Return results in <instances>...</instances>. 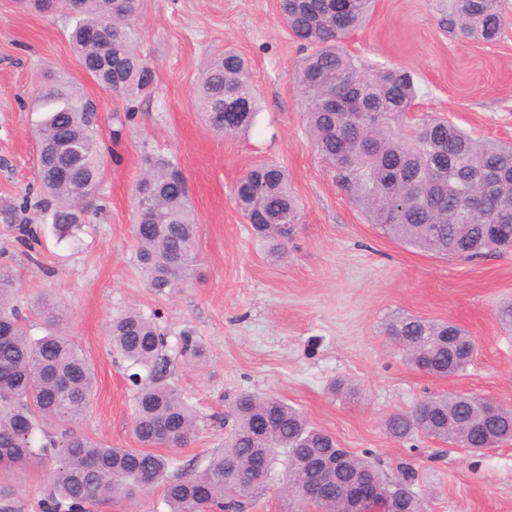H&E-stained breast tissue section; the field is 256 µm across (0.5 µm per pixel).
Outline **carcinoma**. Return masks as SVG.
<instances>
[{
	"mask_svg": "<svg viewBox=\"0 0 512 512\" xmlns=\"http://www.w3.org/2000/svg\"><path fill=\"white\" fill-rule=\"evenodd\" d=\"M38 11L60 3L77 15L70 33L75 57L102 89L119 79L130 103L146 94L153 73L135 49L132 21L142 0H28ZM375 0H279L283 23L308 53L294 74L305 105L306 129L319 158L368 223L423 252L464 259L506 253L512 248V143L475 138L441 118L407 116L419 95L411 73L399 67L360 64L342 41L364 28ZM463 37L492 42L512 24L498 0H448L443 17ZM347 93L344 107L331 93ZM197 102L215 132L233 137L256 122L258 107L244 58L232 50L214 56L196 89ZM47 115L34 132L40 181L56 202L52 223L70 237L85 224L84 203L104 177L98 123L89 99L69 81L43 95ZM75 172L59 176L62 169ZM236 205L271 255L288 244L275 218L300 220L301 204L287 170L260 160L234 187ZM136 258L148 288L171 296L192 283L198 262V224L178 162L164 155L143 158L132 197ZM468 216H463V213ZM169 254L183 257L168 263ZM387 334L408 361L432 377L448 379L469 365L475 341L450 320L393 318ZM113 348L131 369L132 431L138 448H111L65 431L40 449L45 428L82 416L88 409L94 373L71 340L51 328L30 336L15 289L0 282V473L26 468L41 451L56 459L55 477L40 500L41 512H85L107 499L133 501L147 488H162L167 512H202L200 501L220 512H243L245 502L266 486L276 454L286 455L284 492L288 512L306 505L302 489L325 484L320 512H346L355 484L374 486L381 497L398 493L404 512H426L416 490L418 475L408 464L387 476L380 458L356 455L332 434L313 427L288 402L245 392L235 402L236 426L224 448L208 463L178 467L158 448L188 443L197 430L196 410L167 381L168 336L153 318L132 310L110 329ZM487 399L472 393H431L407 412L384 420L387 435L402 441L417 432L474 452L512 443V408L486 412ZM339 456L329 480L321 463ZM0 512H21L14 490L0 484Z\"/></svg>",
	"mask_w": 512,
	"mask_h": 512,
	"instance_id": "cac0c4a2",
	"label": "carcinoma"
}]
</instances>
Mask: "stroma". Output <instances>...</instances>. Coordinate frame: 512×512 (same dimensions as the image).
<instances>
[{"label":"stroma","instance_id":"obj_1","mask_svg":"<svg viewBox=\"0 0 512 512\" xmlns=\"http://www.w3.org/2000/svg\"><path fill=\"white\" fill-rule=\"evenodd\" d=\"M279 0H143L139 53L153 85L134 107L105 94L79 67L64 9L39 12L0 0V199L23 204L19 224L0 223V279L13 284L33 337L56 320L93 367L97 391L70 428L115 448H133V391L127 363L113 354V318L136 309L155 316L171 346L169 381L200 415L197 434L171 449L178 463L204 464L234 426L238 395H273L344 448L381 458L389 476L402 463L419 474L427 512H512V443L480 453L418 433L391 439L383 420L426 393L464 391L512 408V333L497 305L512 299V253L462 259L408 247L368 223L337 186L305 131L293 74L304 57L286 31ZM446 0H377L367 26L344 41L370 65L400 66L419 83L418 117L447 118L472 136L512 141V27L493 42L450 33ZM231 48L250 64L260 104L244 136L211 131L195 89L205 62ZM65 77L100 108L104 179L86 206L90 221L58 239L41 192L33 130L39 96ZM132 111L113 142V116ZM177 159L198 223L197 275L172 298L153 295L135 256L130 199L144 152ZM285 166L303 203L287 261L253 235L233 198L256 161ZM27 224L34 237L23 236ZM452 320L477 350L453 379L407 363L384 332L398 315ZM204 351L180 355L182 335ZM49 457L1 477L22 512H40L53 478Z\"/></svg>","mask_w":512,"mask_h":512}]
</instances>
